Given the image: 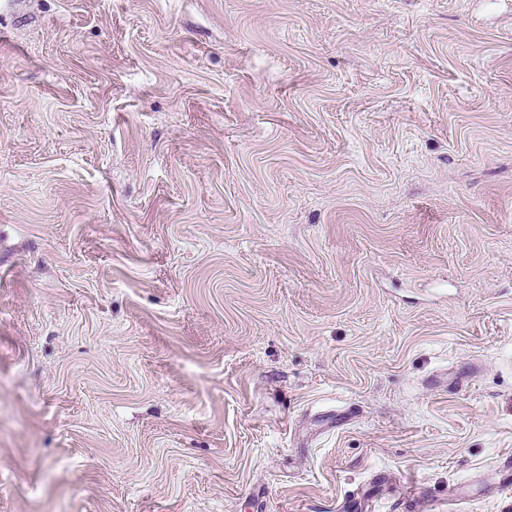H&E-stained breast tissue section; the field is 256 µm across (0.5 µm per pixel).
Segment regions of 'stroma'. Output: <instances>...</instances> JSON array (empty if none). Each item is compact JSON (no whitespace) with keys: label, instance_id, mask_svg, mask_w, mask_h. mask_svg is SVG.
I'll return each instance as SVG.
<instances>
[{"label":"stroma","instance_id":"35a3bbf8","mask_svg":"<svg viewBox=\"0 0 512 512\" xmlns=\"http://www.w3.org/2000/svg\"><path fill=\"white\" fill-rule=\"evenodd\" d=\"M512 0H0V512H512Z\"/></svg>","mask_w":512,"mask_h":512}]
</instances>
